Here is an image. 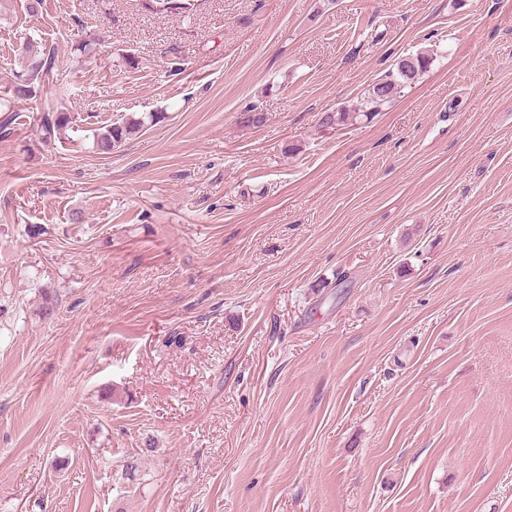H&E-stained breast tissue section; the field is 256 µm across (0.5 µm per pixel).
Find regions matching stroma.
Segmentation results:
<instances>
[{"label":"stroma","instance_id":"1","mask_svg":"<svg viewBox=\"0 0 512 512\" xmlns=\"http://www.w3.org/2000/svg\"><path fill=\"white\" fill-rule=\"evenodd\" d=\"M27 35L72 92L0 138V512H512V0H10L0 86ZM433 62V55L424 52L413 54L410 62L402 65H399L396 61L391 69L368 86V89L365 90L360 101L354 107L325 113L320 125L322 127L345 125L350 119L357 120L360 116L367 118L376 112H381L401 93L402 88L427 72ZM381 87H388L391 94L382 95L379 92ZM352 112H354V115H352ZM39 126L43 140L48 142L55 138H61L67 129L73 128V118L70 112H63L57 106L44 105L40 108ZM154 113L149 116L124 117L110 125L94 129L93 141L96 149L103 153H110L113 149L120 147L127 140L138 134L145 126L146 120L155 118Z\"/></svg>","mask_w":512,"mask_h":512}]
</instances>
